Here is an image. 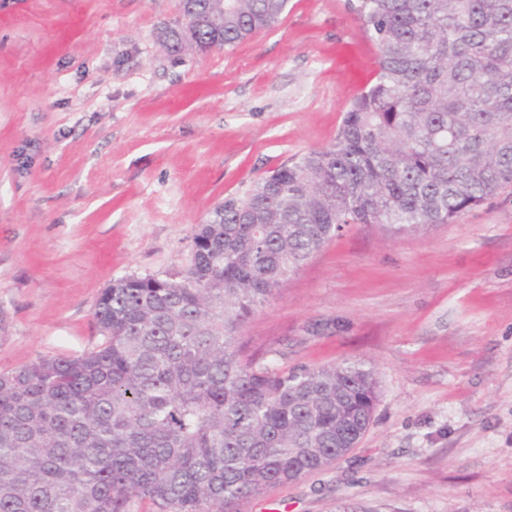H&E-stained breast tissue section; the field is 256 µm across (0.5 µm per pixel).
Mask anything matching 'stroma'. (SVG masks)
I'll return each mask as SVG.
<instances>
[{"instance_id": "obj_1", "label": "stroma", "mask_w": 512, "mask_h": 512, "mask_svg": "<svg viewBox=\"0 0 512 512\" xmlns=\"http://www.w3.org/2000/svg\"><path fill=\"white\" fill-rule=\"evenodd\" d=\"M177 0H0V372L104 338L101 291L186 269L225 196L335 135L377 50L346 0H288L174 56ZM244 359L373 370L343 459L231 512H512V188L453 224H351L243 326Z\"/></svg>"}]
</instances>
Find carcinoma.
<instances>
[{
	"label": "carcinoma",
	"instance_id": "carcinoma-1",
	"mask_svg": "<svg viewBox=\"0 0 512 512\" xmlns=\"http://www.w3.org/2000/svg\"><path fill=\"white\" fill-rule=\"evenodd\" d=\"M288 0H178L232 47ZM378 50L336 136L228 196L176 276L115 279L104 343L0 373V512H225L343 457L368 429L374 373L243 361L240 329L348 224H453L512 187V0H347ZM224 10V27L211 14Z\"/></svg>",
	"mask_w": 512,
	"mask_h": 512
}]
</instances>
